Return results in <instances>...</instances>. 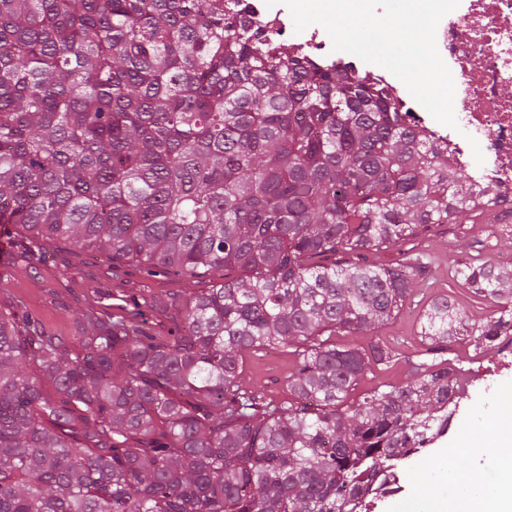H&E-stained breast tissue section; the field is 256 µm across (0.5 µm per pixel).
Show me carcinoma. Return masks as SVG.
Returning <instances> with one entry per match:
<instances>
[{
	"label": "carcinoma",
	"mask_w": 512,
	"mask_h": 512,
	"mask_svg": "<svg viewBox=\"0 0 512 512\" xmlns=\"http://www.w3.org/2000/svg\"><path fill=\"white\" fill-rule=\"evenodd\" d=\"M260 30L226 0H0V224L209 279L111 290L129 313L78 312L72 343L0 311V512H347L448 429L450 345L512 347V267L472 254L449 277L488 316L433 298L420 363L378 338L429 267L379 254L500 194L383 88ZM270 346L294 356L280 402L243 376ZM401 360L411 381L350 400Z\"/></svg>",
	"instance_id": "obj_1"
}]
</instances>
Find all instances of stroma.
Returning <instances> with one entry per match:
<instances>
[{"label":"stroma","instance_id":"obj_1","mask_svg":"<svg viewBox=\"0 0 512 512\" xmlns=\"http://www.w3.org/2000/svg\"><path fill=\"white\" fill-rule=\"evenodd\" d=\"M474 240L472 230L452 224L433 228L424 241L432 258L430 273L416 287L411 304L397 321L382 331L384 340L407 354H417L421 349L416 336L419 309L439 294L456 299L474 317L487 316V304L455 288L448 277V269L455 261L475 251L496 262L512 257V235L491 240L480 249L476 248ZM22 250V239L10 241L0 237V298L36 316L47 331L70 339L77 334V311L96 303L102 287L133 282L145 292L160 296L180 293L188 286L182 279L150 277L127 265L108 267L89 251H76L69 246L62 247L56 256H38L31 260L23 258ZM65 265L70 268L66 274L61 271ZM466 367L467 387L449 431L453 434L468 431L487 441L495 425L498 392L503 386L512 385V354L472 352L466 358ZM292 370V358L283 349L271 347L247 357L244 377L248 384L280 401L287 396L286 380ZM440 464L443 463L436 459L435 448L431 445L404 460L398 467L399 481L393 495L376 500L369 512H394L413 492V470L433 471Z\"/></svg>","mask_w":512,"mask_h":512}]
</instances>
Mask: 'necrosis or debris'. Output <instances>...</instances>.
Returning <instances> with one entry per match:
<instances>
[{"label":"necrosis or debris","instance_id":"obj_1","mask_svg":"<svg viewBox=\"0 0 512 512\" xmlns=\"http://www.w3.org/2000/svg\"><path fill=\"white\" fill-rule=\"evenodd\" d=\"M240 8L261 17L270 38L287 37L288 47L305 55L325 49L320 29L288 31L281 11L261 0H240ZM438 51L455 76V129H445L430 113L410 111L408 123L425 129L450 163L471 168L475 186L495 184L512 203V97L502 86L512 83V0H460L436 33ZM481 162L472 165L471 151Z\"/></svg>","mask_w":512,"mask_h":512}]
</instances>
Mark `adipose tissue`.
Returning <instances> with one entry per match:
<instances>
[{"label":"adipose tissue","mask_w":512,"mask_h":512,"mask_svg":"<svg viewBox=\"0 0 512 512\" xmlns=\"http://www.w3.org/2000/svg\"><path fill=\"white\" fill-rule=\"evenodd\" d=\"M404 512H512V388L503 391L487 465L416 483Z\"/></svg>","instance_id":"obj_1"}]
</instances>
